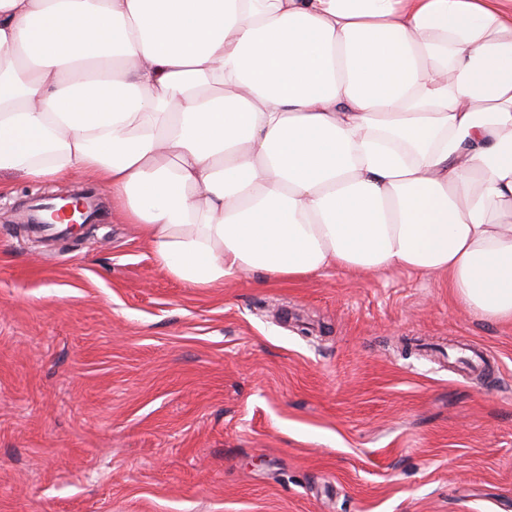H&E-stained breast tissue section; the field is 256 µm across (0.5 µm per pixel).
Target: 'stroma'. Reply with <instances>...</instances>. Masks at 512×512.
Wrapping results in <instances>:
<instances>
[{"instance_id": "35a3bbf8", "label": "stroma", "mask_w": 512, "mask_h": 512, "mask_svg": "<svg viewBox=\"0 0 512 512\" xmlns=\"http://www.w3.org/2000/svg\"><path fill=\"white\" fill-rule=\"evenodd\" d=\"M0 194V512H512V322L401 269L191 288Z\"/></svg>"}]
</instances>
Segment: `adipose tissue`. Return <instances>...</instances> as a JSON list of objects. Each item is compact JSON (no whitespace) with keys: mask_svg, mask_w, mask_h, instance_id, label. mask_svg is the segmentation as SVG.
Returning a JSON list of instances; mask_svg holds the SVG:
<instances>
[{"mask_svg":"<svg viewBox=\"0 0 512 512\" xmlns=\"http://www.w3.org/2000/svg\"><path fill=\"white\" fill-rule=\"evenodd\" d=\"M192 288L398 268L512 321V0H0V177Z\"/></svg>","mask_w":512,"mask_h":512,"instance_id":"adipose-tissue-1","label":"adipose tissue"}]
</instances>
